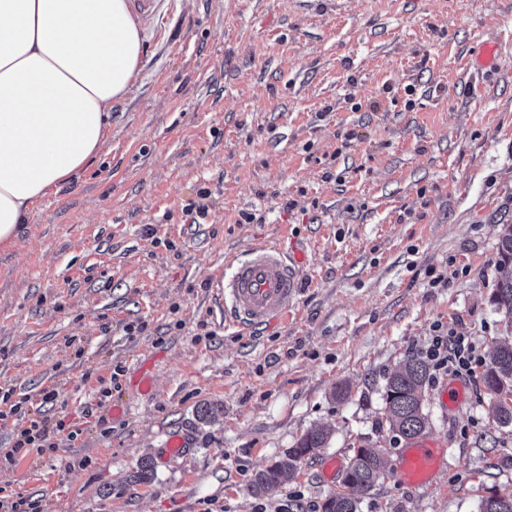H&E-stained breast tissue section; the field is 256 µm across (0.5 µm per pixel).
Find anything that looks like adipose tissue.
Wrapping results in <instances>:
<instances>
[{"mask_svg": "<svg viewBox=\"0 0 512 512\" xmlns=\"http://www.w3.org/2000/svg\"><path fill=\"white\" fill-rule=\"evenodd\" d=\"M142 40L128 0H0V246L103 149Z\"/></svg>", "mask_w": 512, "mask_h": 512, "instance_id": "adipose-tissue-1", "label": "adipose tissue"}]
</instances>
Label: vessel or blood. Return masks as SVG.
<instances>
[{"instance_id":"b4317fda","label":"vessel or blood","mask_w":512,"mask_h":512,"mask_svg":"<svg viewBox=\"0 0 512 512\" xmlns=\"http://www.w3.org/2000/svg\"><path fill=\"white\" fill-rule=\"evenodd\" d=\"M497 46L481 42L469 66L475 72H490L497 66ZM303 258L285 253L275 244H262L243 255H233L224 264V323L244 330L257 329L287 318L299 293ZM151 363H141L129 379L130 387L151 396ZM444 448L426 437L413 439L399 459L402 484L426 489L434 485L443 464Z\"/></svg>"}]
</instances>
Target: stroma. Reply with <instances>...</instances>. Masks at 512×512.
Listing matches in <instances>:
<instances>
[{
  "label": "stroma",
  "mask_w": 512,
  "mask_h": 512,
  "mask_svg": "<svg viewBox=\"0 0 512 512\" xmlns=\"http://www.w3.org/2000/svg\"><path fill=\"white\" fill-rule=\"evenodd\" d=\"M139 73L112 106L104 148L33 207L0 248V420L78 432L0 458V499L41 512H321L323 464L381 449L362 512H479L512 496V425L482 382L444 413L427 383V436L448 453L434 487L399 485L389 430L394 369L438 327L480 357L512 337L494 303L499 228L512 224V0H161ZM496 37L499 68L467 69ZM205 202L201 224L186 205ZM256 214L253 223L243 222ZM274 242L309 256L287 322L224 326L228 254ZM153 360L155 395L112 385ZM349 386L346 397L336 395ZM59 392L41 405L44 389ZM217 406L200 423V403ZM126 417L110 415L113 405ZM324 448L281 484L255 474L311 428ZM191 448L163 457L168 435ZM153 463L137 479L142 458Z\"/></svg>",
  "instance_id": "obj_1"
}]
</instances>
